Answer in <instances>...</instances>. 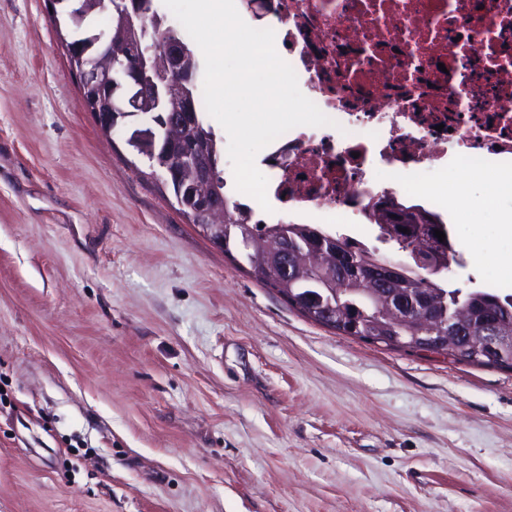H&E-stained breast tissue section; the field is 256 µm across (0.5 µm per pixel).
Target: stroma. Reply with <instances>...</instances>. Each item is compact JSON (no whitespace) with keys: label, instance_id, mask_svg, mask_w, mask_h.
I'll return each mask as SVG.
<instances>
[{"label":"stroma","instance_id":"stroma-1","mask_svg":"<svg viewBox=\"0 0 512 512\" xmlns=\"http://www.w3.org/2000/svg\"><path fill=\"white\" fill-rule=\"evenodd\" d=\"M124 139L0 0V512H512L511 371L309 321ZM510 214L447 208L451 287H504Z\"/></svg>","mask_w":512,"mask_h":512}]
</instances>
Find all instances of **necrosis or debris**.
Wrapping results in <instances>:
<instances>
[{"instance_id": "necrosis-or-debris-1", "label": "necrosis or debris", "mask_w": 512, "mask_h": 512, "mask_svg": "<svg viewBox=\"0 0 512 512\" xmlns=\"http://www.w3.org/2000/svg\"><path fill=\"white\" fill-rule=\"evenodd\" d=\"M270 16L278 54L331 123L271 143L275 210L262 220L326 208L340 224L448 157L512 162V0H273ZM377 164L399 180L375 182Z\"/></svg>"}]
</instances>
